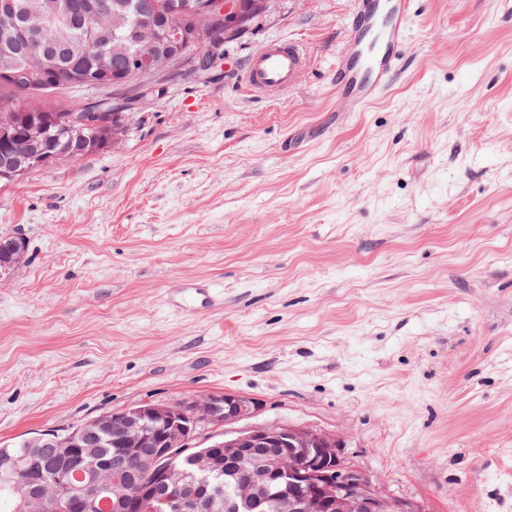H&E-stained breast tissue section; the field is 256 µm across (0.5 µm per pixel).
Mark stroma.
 Listing matches in <instances>:
<instances>
[{"mask_svg":"<svg viewBox=\"0 0 512 512\" xmlns=\"http://www.w3.org/2000/svg\"><path fill=\"white\" fill-rule=\"evenodd\" d=\"M355 0H279L107 148L0 184V443L240 394L336 437L421 512H512V0H418L361 112L330 76ZM303 43L296 89L248 60ZM195 281L222 306L187 315ZM308 65L303 45L293 41L267 45L248 62L243 81L250 91L267 98H277L293 89Z\"/></svg>","mask_w":512,"mask_h":512,"instance_id":"obj_1","label":"stroma"}]
</instances>
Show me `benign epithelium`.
<instances>
[{"instance_id": "obj_1", "label": "benign epithelium", "mask_w": 512, "mask_h": 512, "mask_svg": "<svg viewBox=\"0 0 512 512\" xmlns=\"http://www.w3.org/2000/svg\"><path fill=\"white\" fill-rule=\"evenodd\" d=\"M275 0H256L247 6L241 0H181L172 5L154 0L149 9L128 23L122 44L112 48L99 73L108 76L112 61H123L125 72L146 79L160 76L182 62L183 48L194 45L190 58L207 65L199 52L211 48L213 31L221 27L224 37H237L249 25L253 11L266 12ZM87 10L69 8L58 16V46L70 45L75 26L87 27ZM20 27V17L11 0H0V37L11 38ZM49 58L35 61L31 86H47ZM21 107L0 110V178L9 179L33 166H49L54 156L41 151L45 128L33 117L18 124ZM24 129L27 150L15 149L18 130ZM257 403L246 396L226 393L222 397L190 398L178 404H155L112 413V435L119 445L120 474L112 481V512H153L154 504L168 496L173 486H183L178 512H202L210 506L211 479L221 475L215 455L237 474L234 500H224V509L254 512L267 504L277 512H420L418 506L381 494L357 470L344 464L336 438L312 429L290 425L255 427L222 436H212L211 451L189 454L190 442L211 427L228 426L250 417ZM97 431L84 428L65 438L49 431L37 436L56 449V460L80 455V449L95 442ZM187 456L193 469L185 471L173 462Z\"/></svg>"}]
</instances>
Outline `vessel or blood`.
Listing matches in <instances>:
<instances>
[{"instance_id":"obj_1","label":"vessel or blood","mask_w":512,"mask_h":512,"mask_svg":"<svg viewBox=\"0 0 512 512\" xmlns=\"http://www.w3.org/2000/svg\"><path fill=\"white\" fill-rule=\"evenodd\" d=\"M415 4L416 0H356L333 73L336 97L350 111L372 104L396 77L406 44V23ZM307 64L303 45L275 42L250 59L243 81L250 91L276 98L296 86ZM187 295V309L193 313L222 299L216 289L205 285L188 288Z\"/></svg>"}]
</instances>
